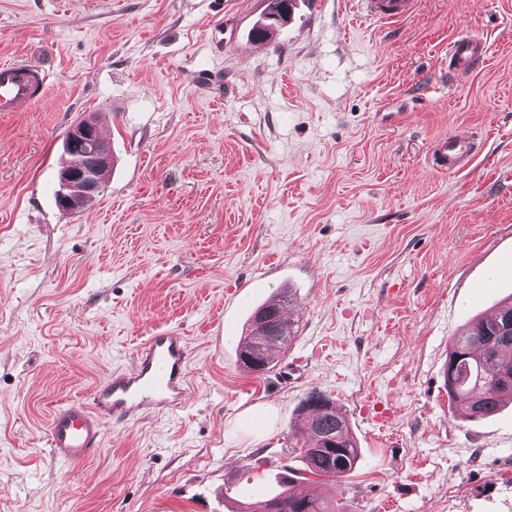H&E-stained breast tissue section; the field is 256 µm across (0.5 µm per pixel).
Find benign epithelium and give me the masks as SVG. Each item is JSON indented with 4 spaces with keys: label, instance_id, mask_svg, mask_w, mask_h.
I'll list each match as a JSON object with an SVG mask.
<instances>
[{
    "label": "benign epithelium",
    "instance_id": "1",
    "mask_svg": "<svg viewBox=\"0 0 512 512\" xmlns=\"http://www.w3.org/2000/svg\"><path fill=\"white\" fill-rule=\"evenodd\" d=\"M292 3L290 0H267L266 19L282 23L288 19ZM98 124L93 116L76 121L65 136L66 152L81 154L82 161H72L58 175V205L70 213L80 211L86 200L101 191L99 173L111 165V154L101 150L97 140Z\"/></svg>",
    "mask_w": 512,
    "mask_h": 512
}]
</instances>
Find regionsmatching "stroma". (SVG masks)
Returning <instances> with one entry per match:
<instances>
[{"label":"stroma","instance_id":"1","mask_svg":"<svg viewBox=\"0 0 512 512\" xmlns=\"http://www.w3.org/2000/svg\"><path fill=\"white\" fill-rule=\"evenodd\" d=\"M0 0V60L54 74L0 114V512H239L293 463L311 389L363 462L346 512H512V404L457 418L454 336L512 294V0H417L395 24L354 0ZM487 38L448 79V45ZM112 165L94 209L58 208L64 136L88 113ZM477 156L442 174L443 136ZM294 292L264 374L237 345ZM189 348L183 408L106 423L100 449L46 452L56 405L89 400L153 329Z\"/></svg>","mask_w":512,"mask_h":512}]
</instances>
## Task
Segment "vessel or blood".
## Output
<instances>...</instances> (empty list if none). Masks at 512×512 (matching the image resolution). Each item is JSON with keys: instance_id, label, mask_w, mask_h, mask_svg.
<instances>
[{"instance_id": "obj_1", "label": "vessel or blood", "mask_w": 512, "mask_h": 512, "mask_svg": "<svg viewBox=\"0 0 512 512\" xmlns=\"http://www.w3.org/2000/svg\"><path fill=\"white\" fill-rule=\"evenodd\" d=\"M367 19L390 23L409 17L416 0H357ZM487 47L477 36H462L448 49L450 74L470 75L486 60ZM53 74L43 63L26 58L0 61V112H24L46 98ZM474 153L472 139H439L431 153L433 169L453 173ZM189 385L188 342L175 328L153 330L139 346L130 368L116 370L97 383L89 401L54 407L46 446L58 463L76 464L97 451L105 421H133L144 414L180 408Z\"/></svg>"}]
</instances>
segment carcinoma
Masks as SVG:
<instances>
[{
	"label": "carcinoma",
	"mask_w": 512,
	"mask_h": 512,
	"mask_svg": "<svg viewBox=\"0 0 512 512\" xmlns=\"http://www.w3.org/2000/svg\"><path fill=\"white\" fill-rule=\"evenodd\" d=\"M292 301L283 293L275 303H264L254 314L270 313L287 330L284 336L257 341L256 318L239 341V361L247 369L265 373L295 338V325L282 318L279 305ZM449 399L459 414L478 421L499 413L505 402H512V296L504 299L492 316L478 317L466 332L453 339L444 367ZM324 393L313 389L302 401L306 422L298 436L303 439L298 458L303 469L285 467L276 487L258 493L257 499L243 504L242 512H338L336 502L324 496L297 494L296 483L304 472L327 482L349 476L360 464V448L346 417Z\"/></svg>",
	"instance_id": "cac0c4a2"
}]
</instances>
